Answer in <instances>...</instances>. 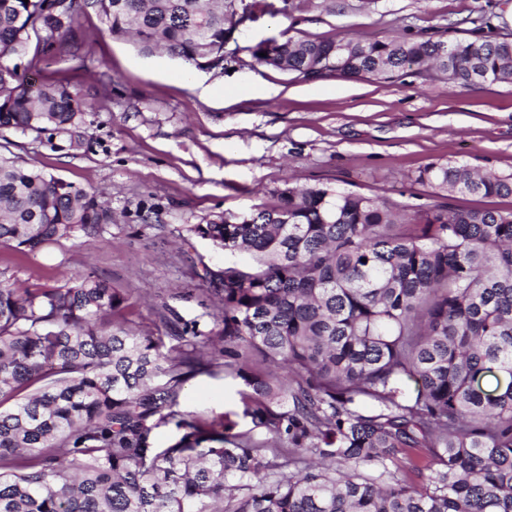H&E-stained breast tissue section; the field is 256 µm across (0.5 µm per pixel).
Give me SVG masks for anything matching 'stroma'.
Instances as JSON below:
<instances>
[{"label":"stroma","instance_id":"stroma-1","mask_svg":"<svg viewBox=\"0 0 512 512\" xmlns=\"http://www.w3.org/2000/svg\"><path fill=\"white\" fill-rule=\"evenodd\" d=\"M249 17L216 70L128 38L113 37L80 9L75 50L29 46L32 76L78 89L88 112L84 144L68 136L0 131V154L103 194L112 222L92 237L29 256L0 247V273L17 287L56 285L92 271L125 294L141 334L168 333L179 313L204 335L216 330L207 271L250 265L192 225L276 204L285 183H323L408 205L512 211V196L431 198L413 175L432 162L512 173V83L453 87L328 77L301 81L256 65L251 47L287 37L374 39L426 34L473 38L484 23L512 35V0H243ZM179 409L229 415L238 431V386L223 364L185 383Z\"/></svg>","mask_w":512,"mask_h":512}]
</instances>
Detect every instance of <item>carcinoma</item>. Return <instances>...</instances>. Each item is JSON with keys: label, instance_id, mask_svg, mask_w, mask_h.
Masks as SVG:
<instances>
[{"label": "carcinoma", "instance_id": "carcinoma-1", "mask_svg": "<svg viewBox=\"0 0 512 512\" xmlns=\"http://www.w3.org/2000/svg\"><path fill=\"white\" fill-rule=\"evenodd\" d=\"M81 2L116 37L224 68L238 0H0V128L81 144L78 94L8 64L33 40L65 43ZM251 55L302 80L512 83L509 37H289ZM414 182L512 196V175L465 163H430ZM111 222L97 193L0 155L1 246L35 254ZM192 231L253 257L207 272L214 336L176 312L182 335H138L128 297L93 272L0 279V512H512V211L287 183L275 205ZM219 356L246 432L177 410ZM494 370L504 385L488 393Z\"/></svg>", "mask_w": 512, "mask_h": 512}]
</instances>
